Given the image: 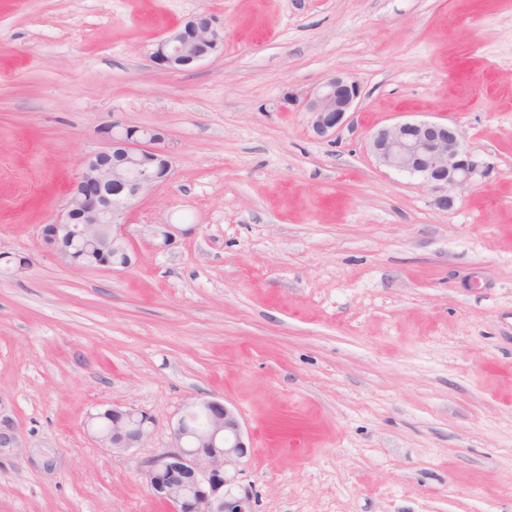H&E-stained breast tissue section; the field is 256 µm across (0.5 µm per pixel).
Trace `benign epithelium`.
<instances>
[{"label": "benign epithelium", "instance_id": "7a95c632", "mask_svg": "<svg viewBox=\"0 0 512 512\" xmlns=\"http://www.w3.org/2000/svg\"><path fill=\"white\" fill-rule=\"evenodd\" d=\"M224 43V30L208 13H198L170 30L152 52L167 70L193 66ZM362 97L354 80L334 76L306 95L285 99L284 109L309 114L320 138L341 128ZM106 148L87 156L61 217L42 229L52 251L68 254L74 245L90 258L88 267L127 268L132 263L125 209L166 182L172 158L166 132L158 127L114 121L99 129ZM371 150L386 166L420 178L433 189L473 184L489 177V165L476 159L456 123L406 121L383 127ZM112 416L108 433L87 425L94 438L112 449L141 445L155 418L132 406H112L98 416ZM205 426H195L198 416ZM171 446L139 462L138 471L152 495L172 512H254L252 492L240 485L241 465L252 446L235 408L219 399L188 403L169 425Z\"/></svg>", "mask_w": 512, "mask_h": 512}]
</instances>
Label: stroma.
Segmentation results:
<instances>
[{"instance_id": "stroma-1", "label": "stroma", "mask_w": 512, "mask_h": 512, "mask_svg": "<svg viewBox=\"0 0 512 512\" xmlns=\"http://www.w3.org/2000/svg\"><path fill=\"white\" fill-rule=\"evenodd\" d=\"M206 12L218 51L155 44ZM356 80L314 135L284 98ZM163 129L132 264L44 249L110 121ZM454 121L492 171L451 207L370 149ZM176 227L160 248L150 231ZM0 512H169L136 462L195 399L233 405L255 512H512V0H0ZM158 421L117 454L97 408ZM224 43V30L208 13H198L170 30L152 52L153 62L167 70H181L212 55Z\"/></svg>"}]
</instances>
